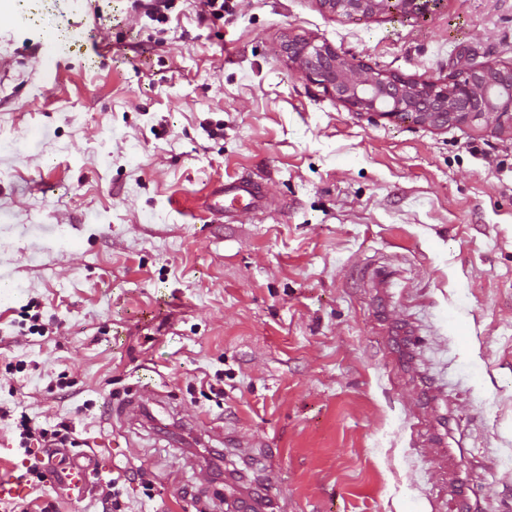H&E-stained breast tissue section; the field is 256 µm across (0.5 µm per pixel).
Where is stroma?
Instances as JSON below:
<instances>
[{"label": "stroma", "mask_w": 512, "mask_h": 512, "mask_svg": "<svg viewBox=\"0 0 512 512\" xmlns=\"http://www.w3.org/2000/svg\"><path fill=\"white\" fill-rule=\"evenodd\" d=\"M99 5L0 0V407L100 462L28 512L110 478L123 512H214L243 443L274 512H512V137L371 120L278 51L443 83L512 63V0ZM236 180L260 204L208 212ZM328 13L340 17H389L421 21L447 4V0H318Z\"/></svg>", "instance_id": "stroma-1"}]
</instances>
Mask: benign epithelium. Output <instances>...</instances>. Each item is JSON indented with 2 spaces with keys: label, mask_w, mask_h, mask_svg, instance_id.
Here are the masks:
<instances>
[{
  "label": "benign epithelium",
  "mask_w": 512,
  "mask_h": 512,
  "mask_svg": "<svg viewBox=\"0 0 512 512\" xmlns=\"http://www.w3.org/2000/svg\"><path fill=\"white\" fill-rule=\"evenodd\" d=\"M340 17H389L421 21L447 0H319ZM279 50L303 78L321 85L352 112L390 121L410 120L433 129L451 124L493 122L512 133V63L460 57L444 83L416 79L355 61L333 45L290 36Z\"/></svg>",
  "instance_id": "obj_1"
}]
</instances>
